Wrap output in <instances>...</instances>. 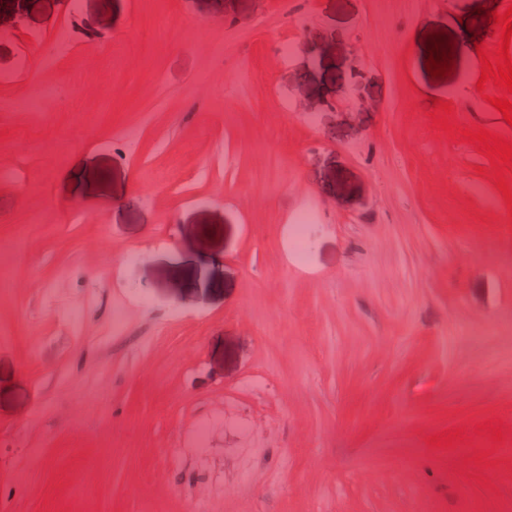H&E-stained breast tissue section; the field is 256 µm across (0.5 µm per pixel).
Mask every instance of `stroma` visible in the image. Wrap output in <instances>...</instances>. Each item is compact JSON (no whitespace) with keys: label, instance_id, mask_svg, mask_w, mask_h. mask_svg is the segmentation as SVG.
<instances>
[{"label":"stroma","instance_id":"stroma-1","mask_svg":"<svg viewBox=\"0 0 512 512\" xmlns=\"http://www.w3.org/2000/svg\"><path fill=\"white\" fill-rule=\"evenodd\" d=\"M284 7L0 0L20 33L0 40V74L22 36L49 55L62 30L73 49L42 74V112L0 84L16 170L0 180V512H409L416 496L512 512V212L484 152L432 119L439 99L450 125L512 142L476 53L498 48L512 0H294L302 31ZM160 13L189 23L186 49L162 47ZM437 43L453 69L435 78ZM306 206L302 265L289 220ZM48 291L87 308L86 334L52 318ZM466 330L481 343L459 344ZM474 395L494 409L472 449L493 481L444 442L449 402Z\"/></svg>","mask_w":512,"mask_h":512}]
</instances>
